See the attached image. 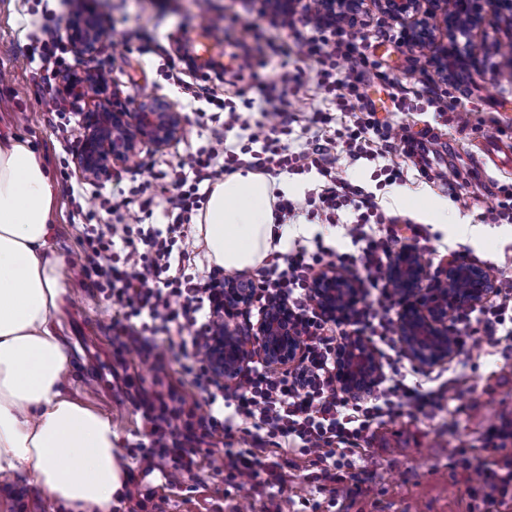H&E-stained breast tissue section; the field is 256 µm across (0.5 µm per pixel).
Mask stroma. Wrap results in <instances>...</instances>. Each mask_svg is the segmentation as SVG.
Returning <instances> with one entry per match:
<instances>
[{
	"label": "stroma",
	"instance_id": "1",
	"mask_svg": "<svg viewBox=\"0 0 512 512\" xmlns=\"http://www.w3.org/2000/svg\"><path fill=\"white\" fill-rule=\"evenodd\" d=\"M273 4L274 0H208L202 12L196 0H92L107 27L102 50L96 57L83 59L70 52L61 54L58 70L99 67L110 71L113 85L130 105L159 98L182 113L185 134L165 150H144L140 169H120L111 181L91 183L75 163L82 137L79 108L65 103L68 124L62 129L51 124L43 101L54 96L55 89L45 82L46 71L32 54V39L41 33L36 22L43 9L55 11L51 33L62 41L67 38L70 13L58 0H0V134L10 132L31 140L44 158L54 187L51 244L57 254L68 259L80 248L79 227L69 219L74 205L82 206L91 223H106L109 217L99 207L101 195L134 182L155 192L162 173L188 153L211 146L210 129L197 125L190 106L193 90L239 105L254 98L248 71L234 75L187 67L193 39L202 28H209L222 43L223 52L216 55V62H223L224 52L239 42L260 49L266 60L260 75L269 83L277 79L280 46H288L303 81L293 112L319 109L332 114L333 127L348 125V117L337 111L331 96L317 87L312 63L305 57L307 48L295 38L302 27L301 10H294L282 22L275 19ZM365 5L371 21L355 27L354 33L361 51L379 70L365 80L366 98L374 102L379 115L390 116L392 122H408L418 129L427 125L438 128L437 162L469 174L460 188L464 201L449 203L448 228L438 231L436 247L464 251L466 260L482 265L489 276H512V224H484L479 219L481 212L496 203V184L512 182V173L482 170L473 158L475 146L484 136L500 127L512 128V82L505 80L503 58L497 52L499 43L512 33V25L496 11L487 12L475 38L483 70L462 83L463 102L482 123L475 131L450 133L443 130L436 112L427 108L428 99L440 97L446 87L441 75L420 61L418 49L381 36L380 11L374 0H365ZM130 29L151 37L155 52L139 53L136 41L126 37ZM170 58L181 66L184 85L168 79L166 61ZM395 94L406 98L407 111L395 110L391 100ZM376 167V162L363 159L352 163L343 156L336 162L342 178L375 193L384 209L398 215L404 214L405 208L394 203L395 191L422 204L446 196L413 169L399 187L377 188ZM71 185L81 190L78 201L70 199L67 188ZM467 226L479 229L478 244H471L464 235ZM59 274L65 292L55 333L66 356L67 394L111 419L118 454L128 472L112 512H127L138 501L145 502V512H512V502L499 507L474 500L457 466L464 458L475 464L491 462L493 456L482 444L485 428L492 422L512 423V356L502 357L497 349L465 363L456 357L437 368L421 369L424 377L466 373L469 387L456 399L462 413L450 409L434 418L407 413L382 424L366 454L355 459L364 481L352 498L332 497L330 491L319 490L289 466L281 469L279 482L272 485L225 483L215 472L224 463V453L214 447L204 449L202 464L194 477L186 480L183 491L166 495L153 491L140 477L146 465L139 450L145 440L141 414L133 395L121 389L116 376L119 366L111 336L117 307L69 267H61ZM0 512H51V507L29 477L20 473L0 478Z\"/></svg>",
	"mask_w": 512,
	"mask_h": 512
}]
</instances>
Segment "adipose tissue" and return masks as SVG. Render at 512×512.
Listing matches in <instances>:
<instances>
[{
  "label": "adipose tissue",
  "instance_id": "ef3b65f1",
  "mask_svg": "<svg viewBox=\"0 0 512 512\" xmlns=\"http://www.w3.org/2000/svg\"><path fill=\"white\" fill-rule=\"evenodd\" d=\"M288 181L236 172L214 184L194 238L227 271L256 267L286 246L275 223ZM54 190L30 140L0 139V476L27 474L67 512H112L126 473L112 422L64 393L66 357L55 334L63 260L50 246Z\"/></svg>",
  "mask_w": 512,
  "mask_h": 512
}]
</instances>
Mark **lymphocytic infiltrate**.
<instances>
[{"label":"lymphocytic infiltrate","instance_id":"1","mask_svg":"<svg viewBox=\"0 0 512 512\" xmlns=\"http://www.w3.org/2000/svg\"><path fill=\"white\" fill-rule=\"evenodd\" d=\"M302 10L307 55L317 66V84L350 115L345 137L327 133L331 116L314 112L308 118L313 133L299 150H291L280 140L281 134L291 131L284 100L263 84L258 87L259 109L265 116L261 122L243 119L231 102L207 97L208 107L199 110V117L222 123L228 132L240 130L244 143L202 148L177 164L171 184L160 188L168 204L166 227L141 223V215L152 212L155 198L139 186L105 198L103 206L112 223L82 227L73 266L79 277L92 279L94 287L118 306L112 345L120 364L151 357L162 373L158 389L137 390L136 407L149 441L144 458L171 462L167 477L173 492L199 467L204 447L223 446L238 431L246 445L225 448L227 482L263 474L278 481L281 460L292 455L301 461L307 480L317 482L320 489L337 484L346 496H353L362 479L349 471V460L364 452L375 429L402 416L408 406L435 416L449 405L459 383L454 377L420 390L407 384L400 360L393 355L397 318L392 314L388 269L400 248L427 257L437 255V248L423 225L386 212L374 194L343 179L336 161L341 153L353 162L383 159L379 173L390 185L402 179L404 170L400 164H387L386 158L404 157L420 177L446 190L455 202L460 199L461 174L434 166L432 128L414 132L379 118L361 91L369 61L355 35L343 26L321 22L317 0H306ZM242 166L267 173L313 169L323 177L313 210L328 224L351 212L353 219L345 226L351 249L338 255L337 262L361 282L369 297L351 310L348 321L327 319L312 296L322 252L301 247L271 253L258 277L260 292L249 314L258 318L271 303H287L302 345L301 361L295 369L276 371L264 359H253L234 385L225 386L216 383L206 357L207 339L223 305L222 271L213 269L203 278L185 275L191 253L177 240L200 208L202 186ZM456 322L461 352H468L475 335L483 336L491 348L511 343L512 277L501 276L493 300L460 310ZM175 326L188 330L176 343L170 339ZM351 332L370 342L387 368L363 397L345 393L336 378L338 340ZM200 391L207 395L202 403L196 399ZM226 407L231 410L227 416L222 413ZM483 440L497 458L485 467L482 482L471 493L487 503L507 504L512 499V424L490 425Z\"/></svg>","mask_w":512,"mask_h":512}]
</instances>
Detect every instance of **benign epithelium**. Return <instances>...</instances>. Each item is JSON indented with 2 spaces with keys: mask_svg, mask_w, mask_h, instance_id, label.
<instances>
[{
  "mask_svg": "<svg viewBox=\"0 0 512 512\" xmlns=\"http://www.w3.org/2000/svg\"><path fill=\"white\" fill-rule=\"evenodd\" d=\"M361 0H320L323 19L343 22ZM381 13L404 20L414 42L429 48L428 61L448 80L455 81L479 71L476 56L460 46L459 38L470 39L481 29L484 9L512 10V0H377ZM68 42L74 54H94L103 38L102 19L84 8L67 24ZM57 97L78 104H90L81 113L84 135L76 153V165L83 178L102 182L115 167H129L144 147L164 150L181 139L184 119L181 113L144 102L131 109L118 89L112 96L100 94L97 70L68 71L61 77ZM391 285L401 301L398 331L405 354L423 367L452 359L456 349L448 345V315L457 307L474 306L490 292L491 281L485 269L472 262L448 260L444 276L461 284L450 295L438 288L423 290L426 266L419 253L403 248L388 271ZM258 291L257 285L243 278L224 282V312L234 315L248 308ZM315 305L325 315L345 318L341 301L358 304L362 298L358 282L334 268L326 270L313 288ZM249 335L270 367L296 365L301 356L300 339L295 332L288 305L278 303ZM248 341L230 323L219 318L208 339V357L214 378L220 383L233 380L244 362ZM378 372L374 349L359 336H350L340 350L338 377L351 395H363Z\"/></svg>",
  "mask_w": 512,
  "mask_h": 512,
  "instance_id": "1",
  "label": "benign epithelium"
}]
</instances>
